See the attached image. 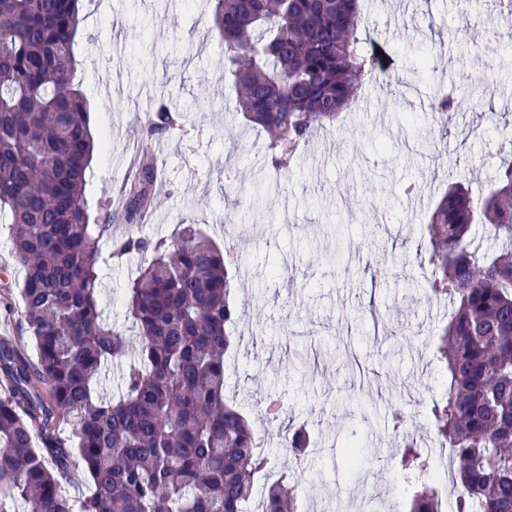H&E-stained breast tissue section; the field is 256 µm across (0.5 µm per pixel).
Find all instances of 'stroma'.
<instances>
[{"label":"stroma","instance_id":"1","mask_svg":"<svg viewBox=\"0 0 512 512\" xmlns=\"http://www.w3.org/2000/svg\"><path fill=\"white\" fill-rule=\"evenodd\" d=\"M369 50L379 78L359 92L361 107L318 130L280 175L267 136L236 110L214 32V0H84L77 37L80 89L90 105L95 149L86 171L91 215L125 192L130 157L143 148L157 168L149 223H116L101 242L99 304L112 325L131 319L125 289L151 252L111 255L116 239L171 237L202 228L238 266L242 317L227 364V393L266 453L287 471L277 423L263 409L279 399L315 442L303 483L306 512H361L372 498L391 512L407 491L396 473L404 438L439 442L427 411L448 385L433 360L437 330L452 306L427 293L426 225L455 182L486 192L494 144L512 133V19L492 0H364ZM501 35L484 58L487 30ZM428 60L419 68V60ZM111 82L113 97L103 94ZM459 86L448 123L432 115L439 88ZM189 109L182 130L142 131L159 103ZM25 269L10 227L0 221V339L30 361L38 351L21 316ZM402 429L387 422L389 410ZM369 448L359 474L346 443Z\"/></svg>","mask_w":512,"mask_h":512}]
</instances>
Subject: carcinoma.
Here are the masks:
<instances>
[{
  "label": "carcinoma",
  "mask_w": 512,
  "mask_h": 512,
  "mask_svg": "<svg viewBox=\"0 0 512 512\" xmlns=\"http://www.w3.org/2000/svg\"><path fill=\"white\" fill-rule=\"evenodd\" d=\"M79 2L0 0V218L26 270L22 317L38 349L33 365L0 343V512H244L271 460L224 395L238 310L221 249L195 224L117 245L118 259L153 252L125 294L134 352L98 305L112 210L90 219ZM214 24L237 111L267 135L278 173L376 77L361 0H216ZM457 105L450 89L432 110L446 119ZM185 120L162 105L144 137ZM495 154L488 193L449 186L427 224L429 292L453 305L438 329L448 389L432 401L430 424L456 463L455 512H512V138ZM154 178L145 157L128 219L151 207ZM476 226L499 242L495 255L473 247ZM113 362L123 364L116 400L96 391ZM56 417L74 422L75 443L47 432ZM283 438L296 466H307L310 432L289 427ZM399 454L408 512H441L428 457L412 443ZM78 468L91 492L75 501L65 485ZM262 512H304L300 484L286 474L264 484Z\"/></svg>",
  "instance_id": "1"
}]
</instances>
